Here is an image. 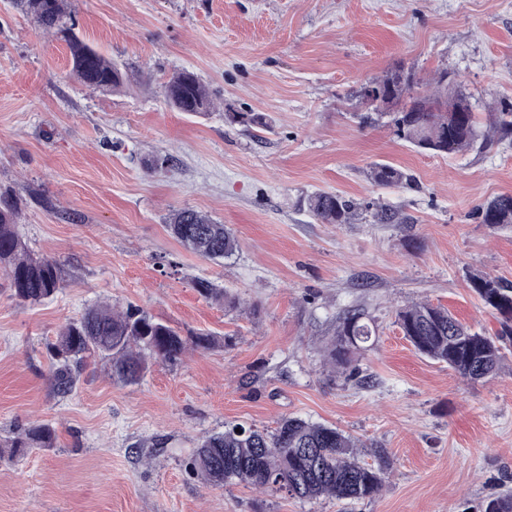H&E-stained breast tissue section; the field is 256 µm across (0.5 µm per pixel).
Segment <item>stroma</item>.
I'll use <instances>...</instances> for the list:
<instances>
[{
	"label": "stroma",
	"instance_id": "obj_1",
	"mask_svg": "<svg viewBox=\"0 0 512 512\" xmlns=\"http://www.w3.org/2000/svg\"><path fill=\"white\" fill-rule=\"evenodd\" d=\"M80 33L127 74L99 91L73 74L64 42L0 0V183L25 200L17 231L60 263L62 288L38 304L0 271V442L37 423L56 444L0 454V512H475L512 489V342L493 377L470 382L416 353L396 322L414 302L476 331L499 322L470 273L512 284V227L478 207L512 195V139L448 157L418 151L365 94L394 66L437 73L466 93L480 129L512 102V0H70ZM196 73L211 112H179L164 86ZM234 112L265 114L246 129ZM387 162L411 174L382 187ZM351 200L325 224L308 196ZM191 208L233 229L214 263L166 224ZM398 214L378 223V210ZM207 279L239 307L205 299ZM134 304L182 336L215 344L150 363L124 384L95 359L58 396L47 347L86 309ZM374 329L345 381L327 358L341 317ZM288 415L387 448L374 499L300 500L214 487L189 468L202 436ZM370 175L378 185H400L411 181L407 173L388 164H375L371 168Z\"/></svg>",
	"mask_w": 512,
	"mask_h": 512
}]
</instances>
